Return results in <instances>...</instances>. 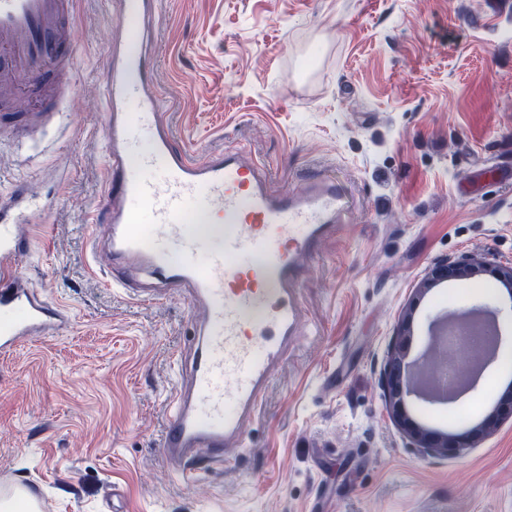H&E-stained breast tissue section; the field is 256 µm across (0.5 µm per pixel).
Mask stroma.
I'll use <instances>...</instances> for the list:
<instances>
[{
  "label": "stroma",
  "mask_w": 512,
  "mask_h": 512,
  "mask_svg": "<svg viewBox=\"0 0 512 512\" xmlns=\"http://www.w3.org/2000/svg\"><path fill=\"white\" fill-rule=\"evenodd\" d=\"M73 27L66 122L0 127V195L21 181L41 205L22 269L75 313L0 356V492H36L39 512H512V420L462 454L424 455L382 386L402 325L411 361L452 308H500L512 354V298L493 274L512 266V187L475 181L512 149V0H164L156 78L176 143L241 148L283 189L328 172L355 201L303 273L305 322L243 426L248 450L192 461L190 483L161 448L188 301L132 300L91 261L121 17L111 0H76ZM468 254L489 271L416 297L436 262ZM511 380L494 365L458 403L408 409L442 431L452 414L475 423Z\"/></svg>",
  "instance_id": "35a3bbf8"
}]
</instances>
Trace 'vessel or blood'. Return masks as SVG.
Here are the masks:
<instances>
[{
	"label": "vessel or blood",
	"instance_id": "b4317fda",
	"mask_svg": "<svg viewBox=\"0 0 512 512\" xmlns=\"http://www.w3.org/2000/svg\"><path fill=\"white\" fill-rule=\"evenodd\" d=\"M160 0H120L123 31L102 83L107 183L91 217L104 229L109 283L137 301L181 292L196 320L162 442L193 479L188 459L226 462L242 451V425L257 410L303 318L305 263L344 224L339 181L317 174L302 190L272 187L262 165L237 151L198 159L176 144L163 115L151 50ZM79 65L72 0H0V97L34 106L9 122L36 127L62 115L61 96ZM148 148H140V141ZM31 215L25 186L0 198V354L73 321L47 303L20 268L32 244L18 227ZM137 259L148 279L126 276Z\"/></svg>",
	"mask_w": 512,
	"mask_h": 512
}]
</instances>
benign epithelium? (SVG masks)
<instances>
[{
	"label": "benign epithelium",
	"instance_id": "benign-epithelium-1",
	"mask_svg": "<svg viewBox=\"0 0 512 512\" xmlns=\"http://www.w3.org/2000/svg\"><path fill=\"white\" fill-rule=\"evenodd\" d=\"M487 268L483 257L470 255L457 261H440L432 266L425 287L416 290L412 302H417L428 287L442 281H461L479 275ZM497 310H485L478 315H464L465 323L479 322L484 327V346L464 369L448 368V401L473 389L482 373L498 358L501 343ZM405 355L394 350L384 370L386 407L390 419L410 439L414 447L426 455L461 454L496 430L507 417H512V401L501 404L475 424L457 431L442 432L413 418L407 408V398L415 396L428 402H439L441 394L433 384L434 368L430 357L407 365Z\"/></svg>",
	"mask_w": 512,
	"mask_h": 512
}]
</instances>
